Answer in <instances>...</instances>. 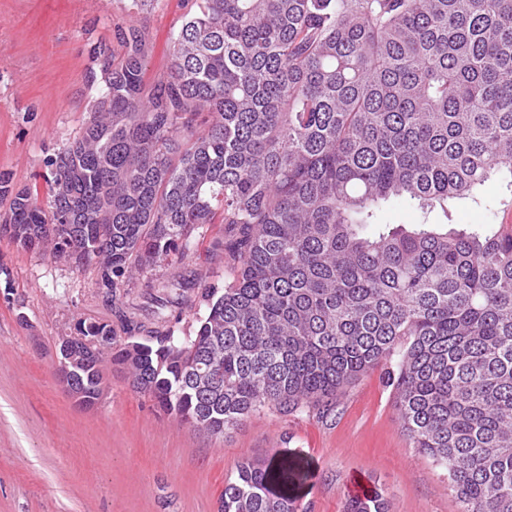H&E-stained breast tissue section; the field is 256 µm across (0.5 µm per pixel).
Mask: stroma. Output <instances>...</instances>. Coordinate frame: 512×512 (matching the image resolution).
<instances>
[{"label": "stroma", "instance_id": "1", "mask_svg": "<svg viewBox=\"0 0 512 512\" xmlns=\"http://www.w3.org/2000/svg\"><path fill=\"white\" fill-rule=\"evenodd\" d=\"M129 0H0V172L44 188L47 161L90 118V49L117 48ZM187 6L162 0L144 20L147 76L166 75L169 37ZM454 224H512V174H495L450 207ZM181 268L223 287L227 260L211 237ZM95 266H75L0 236V512H217L226 479L247 458L288 456L309 469L301 512H344L356 488L382 492L389 512H458L446 471L413 448L379 364L341 390L334 414L268 409L227 436L162 411L108 370L95 407L74 402L57 377L59 337L77 320L112 321Z\"/></svg>", "mask_w": 512, "mask_h": 512}]
</instances>
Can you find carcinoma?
<instances>
[{
  "mask_svg": "<svg viewBox=\"0 0 512 512\" xmlns=\"http://www.w3.org/2000/svg\"><path fill=\"white\" fill-rule=\"evenodd\" d=\"M131 0L120 55L82 131L48 161L46 202L0 173L19 247L99 267L115 309L83 322L71 387L103 366L222 436L265 408L333 411L382 361L403 428L448 472L460 512H512V226L381 224L394 203L448 205L512 174V0H192L169 73L145 80ZM232 261L220 291L178 261L205 227ZM170 272L131 292L134 275ZM205 306L194 335L174 327ZM308 471L246 459L221 512H299ZM346 512H388L375 491Z\"/></svg>",
  "mask_w": 512,
  "mask_h": 512,
  "instance_id": "carcinoma-1",
  "label": "carcinoma"
}]
</instances>
